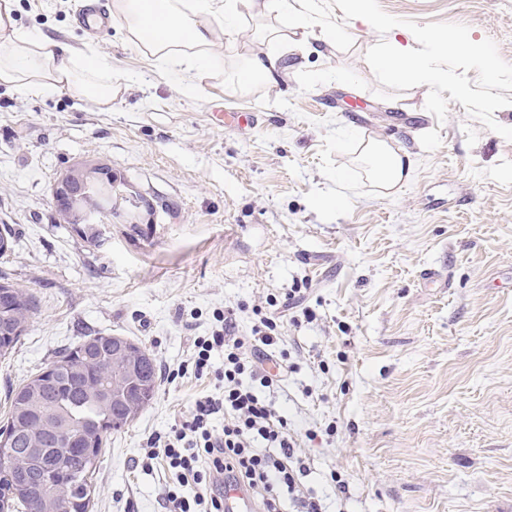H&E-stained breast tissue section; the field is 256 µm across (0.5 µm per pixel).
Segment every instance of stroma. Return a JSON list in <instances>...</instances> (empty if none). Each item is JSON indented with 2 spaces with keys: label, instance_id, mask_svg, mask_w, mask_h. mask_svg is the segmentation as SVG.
Masks as SVG:
<instances>
[{
  "label": "stroma",
  "instance_id": "35a3bbf8",
  "mask_svg": "<svg viewBox=\"0 0 512 512\" xmlns=\"http://www.w3.org/2000/svg\"><path fill=\"white\" fill-rule=\"evenodd\" d=\"M396 17L468 26L512 63V0H379ZM81 0H14L24 31L93 50L111 106L59 89L0 84V230L15 237L0 277L38 312L0 359V420L10 389L86 336H124L156 360L154 400L108 441L92 512H163V470L138 468L209 390L167 382L232 310L239 335L278 324L290 369L266 396L287 417L307 467L299 479L328 512H512V141L455 101L445 121L428 86L380 85L365 60L380 36L344 20L350 50L308 51L294 69L236 91L263 19L217 36L222 65L201 89L74 23ZM251 112L252 127L216 112ZM416 160L381 196L360 161L361 134ZM80 160H103L153 201V221L115 215L90 245L57 223L50 190ZM444 283L424 282L425 270ZM304 289L285 308L290 289ZM333 434H326L327 426Z\"/></svg>",
  "mask_w": 512,
  "mask_h": 512
}]
</instances>
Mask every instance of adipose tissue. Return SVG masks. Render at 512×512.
<instances>
[{
    "label": "adipose tissue",
    "mask_w": 512,
    "mask_h": 512,
    "mask_svg": "<svg viewBox=\"0 0 512 512\" xmlns=\"http://www.w3.org/2000/svg\"><path fill=\"white\" fill-rule=\"evenodd\" d=\"M244 9L255 16L287 19L289 28L317 34L324 43L336 40L334 32L321 27L313 0H112V15L123 21L128 41L161 65L180 67L192 87L217 65L211 53L218 31L214 19L226 18L220 31L232 38L238 32L232 20ZM13 12V0H0V83L24 94L65 89L102 106L111 103L112 86L98 78L97 55L75 57L50 36L22 31ZM290 52L287 36L274 31L262 35L260 49L238 71L232 89H244L289 70ZM362 154L372 180L390 194L408 182L415 166L411 154L381 140L366 142Z\"/></svg>",
    "instance_id": "obj_1"
}]
</instances>
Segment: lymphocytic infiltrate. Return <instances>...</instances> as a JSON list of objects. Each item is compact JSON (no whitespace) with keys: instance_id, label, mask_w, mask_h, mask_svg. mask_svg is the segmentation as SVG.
I'll return each mask as SVG.
<instances>
[{"instance_id":"obj_1","label":"lymphocytic infiltrate","mask_w":512,"mask_h":512,"mask_svg":"<svg viewBox=\"0 0 512 512\" xmlns=\"http://www.w3.org/2000/svg\"><path fill=\"white\" fill-rule=\"evenodd\" d=\"M234 328L227 316L212 335L195 339L190 371L212 380L213 389L198 396L168 433L149 437L137 465L167 473L165 512H224L229 484L251 491L259 512H283L289 499L301 512H322L320 500L305 496L297 483L303 460L287 418L260 393L273 384L264 362L278 342L276 325L261 319L248 337L236 335ZM218 350L224 353L220 368L212 362ZM219 416L224 432L217 435L212 422Z\"/></svg>"}]
</instances>
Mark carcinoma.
Segmentation results:
<instances>
[{"label": "carcinoma", "mask_w": 512, "mask_h": 512, "mask_svg": "<svg viewBox=\"0 0 512 512\" xmlns=\"http://www.w3.org/2000/svg\"><path fill=\"white\" fill-rule=\"evenodd\" d=\"M85 209L107 215L119 210L117 200L110 197L109 190L97 188L82 202ZM10 297L14 307L7 313L0 312V326L15 330L17 324L31 323L37 310L36 298L28 288L11 284ZM119 340L139 356L134 363L122 367L117 378H112V337L86 336L76 344L56 355L46 369L40 371L27 383L11 389L8 393V413L0 431H8L18 441H27L31 431L43 420L65 426V432L75 429L85 432L100 427L101 421L116 414L131 422L136 415L154 399L157 389L156 360L133 341ZM110 432L96 434L92 442L64 440L60 443L44 444V455L53 458L67 471L85 475L87 453L102 454ZM37 459L16 452L11 466L13 477L20 484L35 486L34 472ZM36 510L55 508L54 500H41L39 493L21 496L13 500V512L30 507Z\"/></svg>", "instance_id": "carcinoma-1"}]
</instances>
